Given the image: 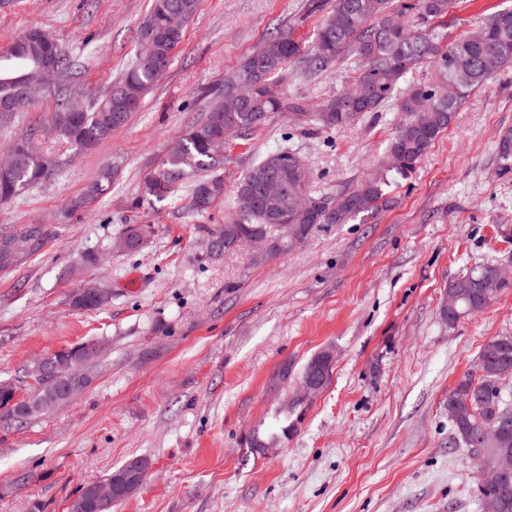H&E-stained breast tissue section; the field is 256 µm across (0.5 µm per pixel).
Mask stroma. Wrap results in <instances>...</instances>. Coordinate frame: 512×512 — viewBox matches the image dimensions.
I'll return each mask as SVG.
<instances>
[{
    "label": "stroma",
    "instance_id": "stroma-1",
    "mask_svg": "<svg viewBox=\"0 0 512 512\" xmlns=\"http://www.w3.org/2000/svg\"><path fill=\"white\" fill-rule=\"evenodd\" d=\"M333 0H197L168 68L128 123L0 205V228L53 224L57 237L0 271V379L29 395L32 363L96 340L91 385L18 425L0 418V512H68L88 482L129 457L151 470L112 512H482L477 470L448 435V392L475 372L483 344L512 336V288L447 328L448 285L476 266L512 270V170L495 147L512 130V68L494 73L392 187L386 208L318 228L295 250L253 264L249 250L206 257L227 200L187 210L191 181L163 201L140 197L210 94L274 30L312 48ZM152 0H0V47L32 28L81 66L70 87L103 93L135 61ZM512 0H458L450 37ZM347 59L318 74L292 61L273 78L288 110L224 144V184L282 146L327 196L379 164L401 119L395 103L357 127L321 129L319 104L350 85ZM108 193L74 211L94 174ZM128 224L150 235L110 250ZM95 251L100 260L81 266ZM111 288L92 311L70 305L85 281ZM330 349L328 385L300 397V372ZM263 447H251L253 439ZM113 177L114 171L111 166L101 168L89 183L84 195L78 201H75L72 204L71 209L75 210L78 207L82 206V200L84 196H88L94 199L95 197L97 198L99 195L107 193L108 190L111 188Z\"/></svg>",
    "mask_w": 512,
    "mask_h": 512
}]
</instances>
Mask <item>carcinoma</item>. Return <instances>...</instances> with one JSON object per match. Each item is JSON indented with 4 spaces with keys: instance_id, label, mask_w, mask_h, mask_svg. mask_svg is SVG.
I'll return each instance as SVG.
<instances>
[{
    "instance_id": "cac0c4a2",
    "label": "carcinoma",
    "mask_w": 512,
    "mask_h": 512,
    "mask_svg": "<svg viewBox=\"0 0 512 512\" xmlns=\"http://www.w3.org/2000/svg\"><path fill=\"white\" fill-rule=\"evenodd\" d=\"M454 7L455 0H333L310 52H304L289 32L267 37L224 81V93L237 94L239 108L227 112L222 98H217L202 120L185 128L157 177L169 187L187 178L193 179L187 209L194 215L207 212L225 192L224 179L218 174L224 165V150L214 143L215 138H224V125L236 126L239 136L247 138L265 126L273 114L287 109L282 98L266 96L262 84L271 81L290 60L302 55L308 67L315 71L353 56L360 67L359 75L350 86L323 102L314 113L316 125L326 129L355 126L394 99L404 119L388 151L399 155L398 163L379 166L355 189L340 191L334 197L315 196L308 182L290 179L287 206L263 205L247 212L242 196L247 191H255L259 175L266 173L274 162L284 173L290 167L287 155L294 149L283 147L251 166L235 182L231 189L232 211L224 218V223L210 230V234L230 247L241 238L271 237L276 234V224H295L307 238L324 224H346L360 216L374 214L386 204L391 180L414 173L435 140L453 124L461 103L490 78L486 72L488 59H495L501 69L512 67V9L486 16L481 22L485 38L473 42L465 36L448 39V31L440 25V20ZM195 9L196 0H154L146 21L157 23L170 10L190 17ZM183 37L182 33L175 37L158 34L155 58L138 59L118 82L97 98L78 99L61 91L46 121L65 125L58 141L66 145L71 156L94 148L112 136L113 130L127 123L169 65L172 51ZM41 52V45L35 41L31 29L0 49V97L14 90L9 83L13 78H24L28 86V96L21 100L19 111L14 113L16 117L44 93L40 86ZM422 63L435 68L440 83L433 87L401 86L407 75ZM56 66L61 76L77 74V64L61 44L56 48ZM24 137L30 140L28 154L9 181L0 179V203L11 201L26 188L51 176L40 162L42 150L35 143L36 130H29ZM496 152L503 169L511 170L512 133L499 138ZM113 177L112 167L101 168L85 195L93 199L107 193ZM302 196L314 203L312 209L301 208ZM508 288H512V281L500 277L492 263H483L453 280L448 292L455 294L457 301L454 309L443 313L448 327L486 309ZM477 367L486 374L479 378L466 374L448 391L451 398L459 392L477 389L473 405L448 404L452 415L450 435L454 439L464 435L476 439L483 428L498 426L505 420L503 444L512 446V392L507 387V381L512 379V336L488 339L479 352ZM62 387L61 383L49 385L42 391L50 396L49 402L26 412L20 403L12 402V392L1 390L0 409L5 418L22 424L66 403Z\"/></svg>"
}]
</instances>
